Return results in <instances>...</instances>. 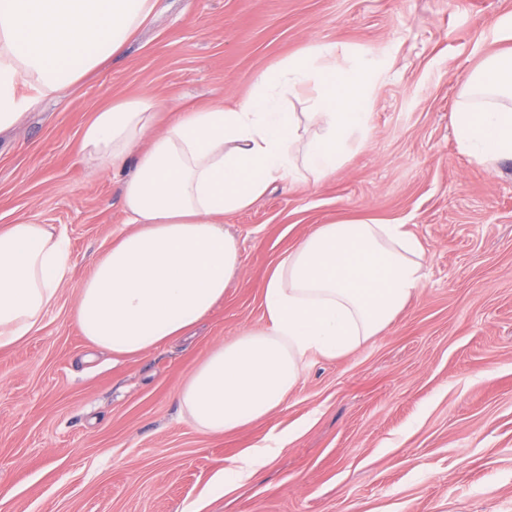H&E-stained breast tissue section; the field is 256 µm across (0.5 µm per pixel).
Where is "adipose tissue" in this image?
Segmentation results:
<instances>
[{
    "instance_id": "obj_1",
    "label": "adipose tissue",
    "mask_w": 512,
    "mask_h": 512,
    "mask_svg": "<svg viewBox=\"0 0 512 512\" xmlns=\"http://www.w3.org/2000/svg\"><path fill=\"white\" fill-rule=\"evenodd\" d=\"M156 0H0V130L34 101L55 98L121 52ZM378 71L335 42L260 73L250 97L184 111L164 132L151 94L95 112L79 154L94 169L132 167L120 185L131 228L77 289L74 318L97 348L134 356L183 336L242 272L224 217L277 183L319 184L366 145ZM32 97L21 98L17 84ZM457 146L486 168L512 158V52L487 58L452 114ZM53 225L0 232V348L40 330L71 272ZM427 277L424 249L401 224H319L261 288L264 321L215 344L178 392L183 416L221 435L265 419L312 359H333L380 335ZM287 436L264 438L224 467L249 479Z\"/></svg>"
}]
</instances>
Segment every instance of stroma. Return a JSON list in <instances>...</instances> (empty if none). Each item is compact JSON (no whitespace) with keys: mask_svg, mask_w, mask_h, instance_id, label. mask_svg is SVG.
I'll return each instance as SVG.
<instances>
[{"mask_svg":"<svg viewBox=\"0 0 512 512\" xmlns=\"http://www.w3.org/2000/svg\"><path fill=\"white\" fill-rule=\"evenodd\" d=\"M512 0H159L126 48L0 133V228L52 224L73 272L34 336L0 349V512H512V159L456 146L466 75L512 48ZM321 42L375 61L369 143L319 185L278 184L225 216L242 272L188 334L137 356L93 347L77 287L128 231L118 178L77 152L94 112L144 93L181 110L246 100L256 75ZM402 224L428 277L379 336L313 359L265 420L209 436L177 392L217 342L262 324L261 286L316 225ZM288 443L211 491L262 437Z\"/></svg>","mask_w":512,"mask_h":512,"instance_id":"stroma-1","label":"stroma"}]
</instances>
